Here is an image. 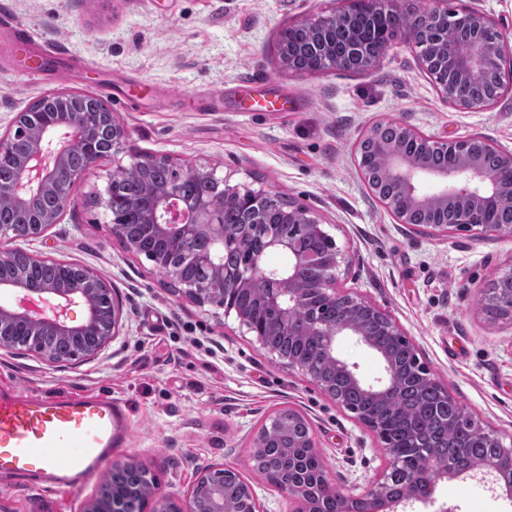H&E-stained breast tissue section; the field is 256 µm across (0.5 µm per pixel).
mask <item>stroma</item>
Masks as SVG:
<instances>
[{"label": "stroma", "instance_id": "1", "mask_svg": "<svg viewBox=\"0 0 512 512\" xmlns=\"http://www.w3.org/2000/svg\"><path fill=\"white\" fill-rule=\"evenodd\" d=\"M341 0H0V137L41 98H99L128 138L76 181L72 204L28 253L98 273L123 311L117 338L68 367L0 352V390L112 396L124 414L113 461L134 458L159 492L185 496L200 467L247 482L260 512L291 502L252 469L253 439L282 408L311 424L336 490L362 489L386 471L377 435L300 370L271 355L235 315L167 288L154 263L114 238L103 205L114 169L166 155L215 170L230 185L273 189L315 215L342 255L336 288L388 313L431 374L486 432L512 448V321L490 320L489 281L512 272V240L436 233L397 223L373 196L355 156L373 122L398 120L439 141L482 136L512 151V92L492 107L446 104L396 35L364 71L285 70L277 47L289 26L329 16ZM30 34L10 52L14 26ZM39 66V75L28 73ZM85 79L76 84L75 72ZM260 79L268 105L242 102ZM97 481L41 491L0 483V512H88ZM512 497L481 474L440 481L397 512H501Z\"/></svg>", "mask_w": 512, "mask_h": 512}]
</instances>
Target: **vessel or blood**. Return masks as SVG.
<instances>
[{"label": "vessel or blood", "instance_id": "vessel-or-blood-1", "mask_svg": "<svg viewBox=\"0 0 512 512\" xmlns=\"http://www.w3.org/2000/svg\"><path fill=\"white\" fill-rule=\"evenodd\" d=\"M123 414L98 394H0V479L64 490L109 472Z\"/></svg>", "mask_w": 512, "mask_h": 512}]
</instances>
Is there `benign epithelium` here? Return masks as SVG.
Returning a JSON list of instances; mask_svg holds the SVG:
<instances>
[{
	"instance_id": "7a95c632",
	"label": "benign epithelium",
	"mask_w": 512,
	"mask_h": 512,
	"mask_svg": "<svg viewBox=\"0 0 512 512\" xmlns=\"http://www.w3.org/2000/svg\"><path fill=\"white\" fill-rule=\"evenodd\" d=\"M366 10L376 17L403 20L410 12L398 7L399 0H364ZM355 10L348 7L336 11L316 23L318 27L348 25ZM425 19L440 28L439 36L428 47L418 43V35L412 27L402 24V30L410 44L417 49L420 68L434 81L444 102L459 110L489 107L507 91H512V42L503 33L495 18L479 9L465 10L448 22V9L431 6L425 9ZM393 33L386 29L369 48L355 42L351 45L349 57L330 56L325 67L338 71H361L372 68L387 54L391 47ZM443 58L454 72V82L450 83L437 70L436 62ZM481 75L492 81L493 92L487 98H473L466 92L469 81ZM48 112H24L17 116L15 129L5 138H0V152L7 149L14 140L15 133L25 129L30 141L28 152L19 163L16 181L0 186V194L10 196L19 205H24L27 195L43 188L57 191L61 210L49 215L32 212L25 223L30 231L27 239L42 236L50 226L59 222L62 210L70 204V190L74 181L91 171L101 159L95 142L88 136L89 116L114 127L112 148L116 149L127 137L124 127L116 123L111 110L105 103L94 97L85 98L74 94H52L42 98ZM402 142H388L382 136V122L371 124L359 139L357 148L374 155L383 180L379 184L368 183L372 194L391 212L397 223H409L413 212H426L435 217L448 215V223L431 224L437 231H477L499 239H512V224H490L487 216L503 199H512V151H503L489 140L479 136L451 143L441 142L403 123H396ZM481 141L486 152L494 158L488 164L484 157L474 153L471 143ZM75 143L86 145V162L78 173L70 172L65 165L68 149ZM452 149L453 160L448 166L436 168L426 159L427 152L437 149ZM221 191L205 203L185 201L178 189H170L156 197L153 203L152 223L165 236H173L176 241L189 243L193 236H205L210 245L209 261L217 266L223 263L224 254V209L234 205L240 194L236 186H231L224 178H215ZM306 257H297L296 264L289 271L269 270L256 262L246 275L234 282V288L246 290L253 278L275 280L280 287L267 296V301L283 311L286 324L301 308L304 289L300 288L299 271ZM318 265L322 272L323 287L328 296L339 297L347 303L376 312L387 313L375 305L349 294L336 291V269L339 266V252L319 257ZM0 288L10 290L15 303L0 306V351L15 349V331L23 328L33 336L47 333L66 335L80 339L93 335L97 342L64 355L58 354L40 344L35 352L51 366L63 367L77 356L94 358L111 340L117 336L121 321V310L117 302H112V320L99 323L100 309L91 302L99 290L109 291L106 282L91 272L88 292L72 291L60 284H48L42 288H32L19 279H0ZM186 296L201 306L211 305L224 309L229 314L232 309L211 297V289L191 288ZM81 303L86 308V317L76 323L70 319V306ZM304 335H317L324 338V356L337 365L351 384L357 386L368 398L372 406L378 407L387 402L399 385L398 377L389 357L375 349L362 329L361 321L342 319L332 325L320 327L309 324L302 329ZM340 336H354L362 344L376 353L384 363L385 376L376 383H366L357 374L356 367L348 364L336 351V340ZM221 470L217 464L203 466L186 494L180 499L170 494H161L151 484L145 491L148 512H196V494L203 487L209 489L211 512H232L224 502L221 486L212 483L211 477ZM468 470H450L446 466L432 469L425 483H411L410 493L405 497H393L387 492L390 472L370 487L360 498L368 501V512H388L390 508L412 500L427 498L436 482L448 476H458ZM278 488L296 504L293 512H317V497L307 489L286 477ZM320 493L336 496L339 512H347V504L356 500L350 494H343L322 479ZM89 512H126L125 500L115 496L110 501H100Z\"/></svg>"
}]
</instances>
